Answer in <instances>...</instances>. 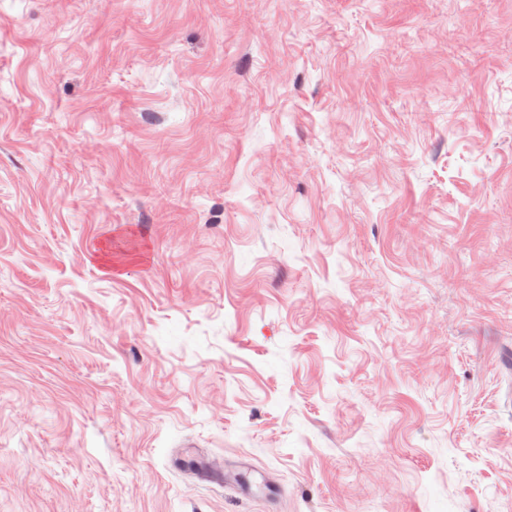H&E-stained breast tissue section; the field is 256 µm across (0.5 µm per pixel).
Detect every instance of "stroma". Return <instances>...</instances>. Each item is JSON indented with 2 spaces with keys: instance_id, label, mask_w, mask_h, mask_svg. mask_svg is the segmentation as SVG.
Returning a JSON list of instances; mask_svg holds the SVG:
<instances>
[{
  "instance_id": "obj_1",
  "label": "stroma",
  "mask_w": 512,
  "mask_h": 512,
  "mask_svg": "<svg viewBox=\"0 0 512 512\" xmlns=\"http://www.w3.org/2000/svg\"><path fill=\"white\" fill-rule=\"evenodd\" d=\"M0 512H512V0H0Z\"/></svg>"
}]
</instances>
